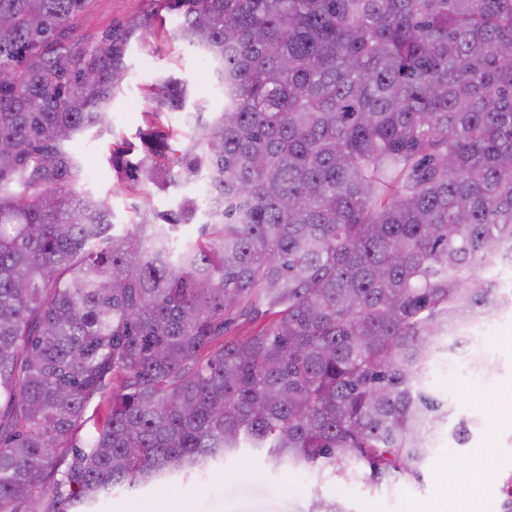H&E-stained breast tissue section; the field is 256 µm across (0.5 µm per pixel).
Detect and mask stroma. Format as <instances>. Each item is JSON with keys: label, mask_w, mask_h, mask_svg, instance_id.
Segmentation results:
<instances>
[{"label": "stroma", "mask_w": 512, "mask_h": 512, "mask_svg": "<svg viewBox=\"0 0 512 512\" xmlns=\"http://www.w3.org/2000/svg\"><path fill=\"white\" fill-rule=\"evenodd\" d=\"M155 0H91L79 34L99 40L110 29L156 12ZM196 48L161 37L148 46L132 43L129 75L110 108L116 137L132 146V157L144 152L142 136L149 130L145 115L147 86L173 75L188 85L191 101L205 111L224 103L219 83L202 65ZM88 174V187L108 200L118 224L129 223L137 207L150 203L159 211L175 207L196 185L152 191L149 199L126 191L111 163L106 141L83 135L70 146ZM483 352L490 373L477 375L459 355L441 348L437 359L449 361L444 372H432L431 385L448 403L421 481L391 489L357 480H322L316 474H297L287 465H274L265 456L244 453L211 469L203 479H173L160 488L115 489L101 512H134L137 505L169 499L180 512H309L317 497L338 499L346 512H502L503 487L512 477V311L482 323ZM471 423L472 437L460 446L452 438L459 420Z\"/></svg>", "instance_id": "35a3bbf8"}]
</instances>
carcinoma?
I'll use <instances>...</instances> for the list:
<instances>
[{"label": "carcinoma", "instance_id": "carcinoma-1", "mask_svg": "<svg viewBox=\"0 0 512 512\" xmlns=\"http://www.w3.org/2000/svg\"><path fill=\"white\" fill-rule=\"evenodd\" d=\"M89 2L0 0V512H91L243 448L421 481L447 415L436 349L512 309L491 272L512 262V0H157L224 107L187 113L181 148L113 151L134 192L212 199L131 224L66 143L112 139L128 48L153 32L86 41ZM147 102L184 111L187 84Z\"/></svg>", "mask_w": 512, "mask_h": 512}]
</instances>
